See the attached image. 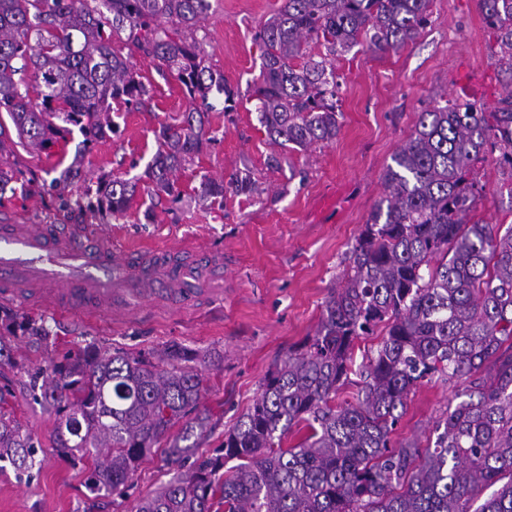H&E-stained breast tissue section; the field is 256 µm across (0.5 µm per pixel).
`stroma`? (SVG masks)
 <instances>
[{"mask_svg": "<svg viewBox=\"0 0 512 512\" xmlns=\"http://www.w3.org/2000/svg\"><path fill=\"white\" fill-rule=\"evenodd\" d=\"M282 0H211L198 37L210 65L224 76L232 98L211 93L210 140L174 174L178 198L149 190L147 168L162 127L179 124L191 103L175 75L156 61L135 56V71L150 89L142 105L113 113L114 133L91 151L73 133L66 149L30 153L19 149L15 168L45 175L60 153L81 157L88 181L115 175L138 184L122 214L93 217L94 225L120 241L138 240L162 248L184 244L195 257L181 262L196 287L209 289L191 311L159 299L150 314L123 326L105 316L67 314L33 303L29 294L1 300L0 309L44 319L49 338H12L11 362L0 364V387L13 390L12 410L38 438L40 470L30 484L0 474V512H130L136 501L169 481L175 469L155 452L141 463L124 496L92 495L80 468L60 458L51 435L54 416L28 395L30 373L76 355L87 345L119 348L135 355L172 344L199 355H215L200 402L211 432L193 461L211 456L224 433L259 397L261 382L288 352L314 334L325 300L348 266L350 250L387 189L383 175L396 149L415 129L420 112L458 99L485 112L498 109L505 85L497 65L495 38L483 21L478 0H431L427 25L401 49L378 51L367 41L336 58L340 132L336 139L305 150L273 146L256 112L260 82L259 33ZM249 176L253 193L225 191L224 202L200 197L203 178ZM487 196L475 215L489 224L512 226V170L494 158L476 164ZM72 219L56 198L14 185L0 201L1 224H54ZM458 383L422 381L408 396L395 440L427 443Z\"/></svg>", "mask_w": 512, "mask_h": 512, "instance_id": "obj_1", "label": "stroma"}]
</instances>
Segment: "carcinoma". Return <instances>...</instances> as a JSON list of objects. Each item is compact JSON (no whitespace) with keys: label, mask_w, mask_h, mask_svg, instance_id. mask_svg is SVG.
Instances as JSON below:
<instances>
[{"label":"carcinoma","mask_w":512,"mask_h":512,"mask_svg":"<svg viewBox=\"0 0 512 512\" xmlns=\"http://www.w3.org/2000/svg\"><path fill=\"white\" fill-rule=\"evenodd\" d=\"M430 0H283L266 22L259 121L280 146L308 148L336 138V53L369 39L397 50L428 21ZM210 0H0V154L4 118L11 145L66 156L72 128L89 148L112 131V104L148 95L135 54L176 75L196 103L166 126L148 167L152 192L175 195L171 176L208 134L212 90L224 74L206 60L197 25ZM508 77L495 112L448 100L420 113L414 133L384 173L388 194L356 239L314 335L263 380L252 407L224 433L219 454L140 498L133 512H512V226L470 218L483 187L474 177L486 147L512 168V0H479ZM318 52L313 54L309 47ZM55 190L60 210L123 213L137 183L107 175L78 196V161ZM201 197L224 201V181L206 179ZM0 326L46 338L45 324L6 315ZM384 334L355 364V341ZM214 359L173 344L131 356L93 347L29 377L28 392L55 415L53 446L82 465L95 494H120L140 463L177 424L166 459L201 447L203 372ZM355 375L359 380L353 381ZM461 380L435 441L392 440L409 393L426 377ZM357 387L336 403L339 390ZM0 472L33 477L39 441L4 410ZM302 436L293 446L283 439Z\"/></svg>","instance_id":"obj_1"}]
</instances>
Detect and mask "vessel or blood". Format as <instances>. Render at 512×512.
<instances>
[{
  "label": "vessel or blood",
  "instance_id": "1",
  "mask_svg": "<svg viewBox=\"0 0 512 512\" xmlns=\"http://www.w3.org/2000/svg\"><path fill=\"white\" fill-rule=\"evenodd\" d=\"M166 252L144 253L113 244L100 227L75 224L0 226V296L34 286L40 303L122 321L151 303Z\"/></svg>",
  "mask_w": 512,
  "mask_h": 512
}]
</instances>
